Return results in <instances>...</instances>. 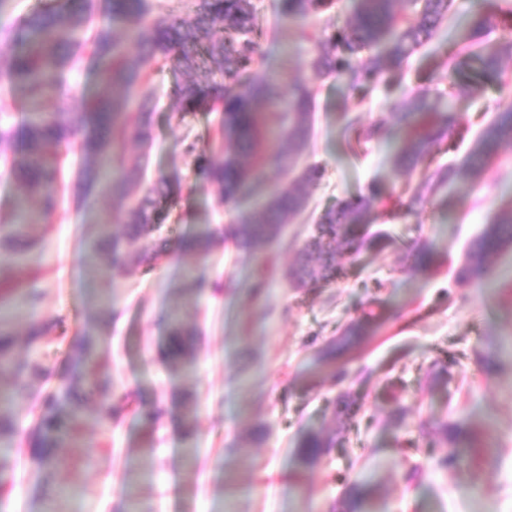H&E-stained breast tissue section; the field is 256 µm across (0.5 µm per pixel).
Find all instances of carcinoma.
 I'll return each instance as SVG.
<instances>
[{"mask_svg": "<svg viewBox=\"0 0 512 512\" xmlns=\"http://www.w3.org/2000/svg\"><path fill=\"white\" fill-rule=\"evenodd\" d=\"M402 0H358V8L347 32L339 40L328 37L314 41L310 68L318 77H334L362 94L377 84L385 85L391 99L388 118L370 131L387 139L409 130L406 139L391 149V164L398 172H411L419 161L441 149L448 134L458 130V115L453 106L436 109L420 89L402 88L408 59L417 49L434 38L448 12V0H412L420 4L412 21L401 19L396 5ZM332 0H278L276 13L281 18L304 20L327 8ZM100 0H65L57 5L46 0L41 8L20 20L22 50L0 55V89L19 96L22 116L13 125L0 126V153L10 174L21 180L30 197L39 200L30 211L22 206L15 219L0 221V248L17 256L15 249L19 224H39L57 210L61 178L60 150L75 148L80 155L78 179L85 194H109L123 200V236L112 232V213H98L92 223L96 235L88 240V257L107 263L112 275H120L130 251L136 257L147 255L144 244L150 229L162 223L166 212L161 201L169 198L166 180L147 181L152 114L156 103L145 88L148 71H160L166 65L180 72L203 71L204 83L182 81L175 96L182 112L218 114L219 140L210 152L225 151L224 160L215 163L206 153L196 152L189 144L186 152L207 182L217 190V202L237 204L251 179L246 158L262 157L293 170L305 152L310 137V115L315 91L303 78L296 79L288 96H279L275 82L261 72L263 54L255 40L253 0H196L193 9L168 11L150 17L149 0H106V10L113 21L124 24L117 36L108 28L92 29ZM490 23L479 16L473 22L468 41L448 52V72L456 71L465 61L478 62L482 72L508 82L500 68L501 58L512 55V41L483 43L477 33ZM136 46L137 51L130 50ZM90 47L89 61L95 68L97 92L88 126L81 132L68 112H50L46 103L70 87L72 71L83 62L82 52ZM273 104L281 112V124L273 136L263 133L260 106ZM138 144V151L127 154V138ZM512 142V105L499 109L486 123L464 159L456 166L436 171L435 189L453 179L464 180L484 171L498 146ZM321 170L305 166L290 185L273 192L257 208L237 216L233 235L242 246L274 241L284 225L291 223L305 208L304 186L316 184ZM372 197L352 196L337 201L321 215L317 232L300 251L288 276L296 288H321L338 271L337 248L357 253L364 246L358 232L366 226ZM218 241V230L211 224H198L190 237L182 241L186 251L204 256ZM512 247V204L499 209L485 224L480 235L467 247L458 280L482 282L491 273L494 258ZM169 353L185 368L193 365L186 337L194 330L179 320L169 322ZM366 329L350 324L336 341L323 364L331 366L335 357L350 349ZM108 346L107 340L89 336L80 348L77 363L86 365ZM80 379L62 385L69 403L68 413H82V401L75 397ZM100 400L99 420L114 417L109 381L93 384ZM11 404L0 399V436L13 430ZM47 448L63 447L69 437L60 420V409L43 415L37 425ZM471 430L465 416L440 425L439 439L433 448L447 449L437 464L451 469L460 462L459 446ZM331 443L311 435L299 445L297 459L307 465Z\"/></svg>", "mask_w": 512, "mask_h": 512, "instance_id": "cac0c4a2", "label": "carcinoma"}]
</instances>
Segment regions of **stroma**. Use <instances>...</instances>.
<instances>
[{"mask_svg":"<svg viewBox=\"0 0 512 512\" xmlns=\"http://www.w3.org/2000/svg\"><path fill=\"white\" fill-rule=\"evenodd\" d=\"M356 7L357 0H335L301 22L278 17L275 0H254L264 67L280 94L294 77L311 76L314 40L347 31ZM477 13L495 17L484 40L512 39V0H453L440 37L411 58L405 76L431 104L455 103L464 132L455 149L425 159L412 175L398 173L385 142L365 136L388 110L385 88L361 96L311 77L313 133L300 163L319 167L322 178L279 241L249 250L230 238L233 211L248 210L294 173L253 164L250 197L219 206L184 153L191 142L207 149L216 114L178 112L173 88L181 73L152 74L158 107L149 174L165 176L174 198L167 219L149 233L153 260L117 277L87 260L92 212L117 216L122 205L98 196L80 206L82 189L71 174L61 207L27 231L36 245L25 269L0 258V279L18 283L0 301V329L13 333L10 359L26 366L18 377L0 374V392L12 396L16 413L13 434L0 438L7 465L0 512H347L352 496L362 512H512V248L498 255L490 279L456 280L466 242L512 201V143L480 177L441 187L417 214L395 207L404 182L419 185L459 161L482 120L512 102V86L476 64L453 74L428 65L446 59ZM457 82L476 90L453 97ZM95 89L92 69L82 66L50 107L83 117ZM347 114L359 119L360 135L350 140L342 133ZM373 191L367 231L388 232L392 244L339 253L340 274L327 287H293L287 271L320 215L339 199ZM199 224L221 231L201 257L180 248ZM423 244L434 265L418 270L413 252ZM263 269L269 286L257 296L251 283ZM191 275L207 279L209 289L189 292ZM172 312L195 331V371L166 357ZM363 319L372 332L358 338L346 377L336 379L318 358ZM35 329L40 337H32ZM89 334L109 342L85 371L111 380L117 413L99 422L98 400L85 386L81 417L65 420L67 444L42 448L36 424L63 405L61 380L73 373L76 348ZM343 394L359 406L340 427L334 405ZM154 408L158 420L145 425L141 411ZM460 415L470 419L474 439L461 445V466L439 469L433 460L441 451L430 442L440 424ZM309 434L333 437L335 445L304 467L296 451Z\"/></svg>","mask_w":512,"mask_h":512,"instance_id":"35a3bbf8","label":"stroma"}]
</instances>
